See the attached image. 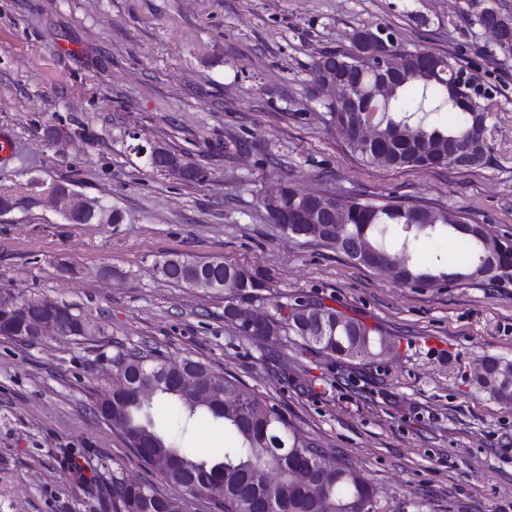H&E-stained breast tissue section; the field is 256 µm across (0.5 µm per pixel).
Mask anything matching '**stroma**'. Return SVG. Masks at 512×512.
<instances>
[{"label": "stroma", "mask_w": 512, "mask_h": 512, "mask_svg": "<svg viewBox=\"0 0 512 512\" xmlns=\"http://www.w3.org/2000/svg\"><path fill=\"white\" fill-rule=\"evenodd\" d=\"M466 0H0V187L33 178L118 210L71 224L39 205L0 214V302L48 299L100 326L93 336L0 335V512H100L86 475L120 474L210 512L145 467L92 406L112 390L117 349L150 346L235 376L382 493L379 512H512V404L476 388V365L512 358V283L417 291L305 244L260 200L283 183L465 211L512 239V54L470 25ZM381 28L398 44L457 55L490 86L488 161L471 169L360 161L310 94L326 51ZM238 149L225 151L228 141ZM187 156L183 182L138 146ZM177 253L214 257L273 295L313 296L391 344L340 360L296 337L263 342L225 321L223 294L166 282Z\"/></svg>", "instance_id": "stroma-1"}]
</instances>
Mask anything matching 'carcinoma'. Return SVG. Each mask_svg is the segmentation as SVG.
Here are the masks:
<instances>
[{
  "instance_id": "obj_1",
  "label": "carcinoma",
  "mask_w": 512,
  "mask_h": 512,
  "mask_svg": "<svg viewBox=\"0 0 512 512\" xmlns=\"http://www.w3.org/2000/svg\"><path fill=\"white\" fill-rule=\"evenodd\" d=\"M467 0V20L474 26L491 17L512 30V16ZM402 77L389 96H372L373 75L364 64L353 69L355 82L365 99V113L342 112L327 104V122L336 131L347 130L361 117H372L377 128V148L346 139L351 152L371 166L390 168L471 169L486 163V141L475 145L477 127L489 130L490 112L479 111L456 80L452 71L462 69L453 56L435 55V65L426 70L419 60L426 51L404 50ZM468 151L470 160L459 164L448 153ZM326 205L332 223L344 237L359 242L366 254L400 263L398 283L425 290L463 285L479 268L486 251L504 244L487 233L475 237L466 230L467 217L444 207L406 202L391 196L361 200L328 191H299L284 186L281 209L290 213L304 203ZM58 214L75 224H115L116 212L104 203L82 201L81 212L62 207ZM446 237L465 246L464 264L450 268L441 259L423 266L417 258L424 240ZM500 280L478 277L476 281L497 285L512 281V247L501 249ZM163 280L186 284L203 292L224 291L229 295L224 318L241 329L242 309L258 303L269 313L260 340L295 336L329 357L355 359L376 357L390 348L363 321L326 306L318 298L296 296L288 303L266 294L267 284L249 270L221 258L199 262L178 255L162 260L158 267ZM56 310L75 330L72 336H92L100 328L65 305L50 300H29L17 304L9 318V335L24 338L23 315ZM327 319V330L314 337L312 326ZM487 373L475 378L477 388L490 398L512 403V360L489 356ZM192 366L206 378L198 391L180 387L179 374L160 383L154 372L161 367ZM113 389L94 403V412L112 404V427L120 432L137 457L168 484L186 494L206 500L212 512H374L380 490L346 462L336 460L333 470L318 471L315 460L325 453L315 440L295 427L278 404L251 394L236 379L208 365L185 359L167 364L152 347L119 351L112 356ZM237 390L241 400L226 404L224 393ZM204 422L224 433V447L203 454L186 443L189 431ZM64 471L78 478L84 491L98 498L102 512H182L180 499L161 493L154 485L130 482L112 474L106 485L89 479L69 453L61 460ZM305 466L310 478L301 483L294 470Z\"/></svg>"
}]
</instances>
